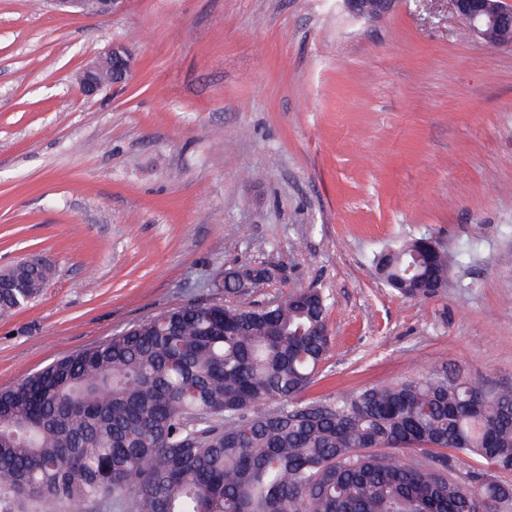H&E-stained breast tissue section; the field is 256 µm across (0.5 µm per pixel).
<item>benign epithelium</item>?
I'll return each instance as SVG.
<instances>
[{
  "mask_svg": "<svg viewBox=\"0 0 512 512\" xmlns=\"http://www.w3.org/2000/svg\"><path fill=\"white\" fill-rule=\"evenodd\" d=\"M397 0H345L348 10L360 18L389 13ZM455 14L471 22V33L495 46L512 47V4L505 0H451ZM133 60L128 48L114 44L89 60L77 77L81 94L92 98L107 88L126 84Z\"/></svg>",
  "mask_w": 512,
  "mask_h": 512,
  "instance_id": "1",
  "label": "benign epithelium"
}]
</instances>
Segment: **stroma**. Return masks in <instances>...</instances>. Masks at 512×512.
I'll use <instances>...</instances> for the list:
<instances>
[{
	"label": "stroma",
	"instance_id": "35a3bbf8",
	"mask_svg": "<svg viewBox=\"0 0 512 512\" xmlns=\"http://www.w3.org/2000/svg\"><path fill=\"white\" fill-rule=\"evenodd\" d=\"M115 43L131 81L84 98ZM422 235L461 259L404 297L373 257ZM32 253L53 277L0 319V389L167 309L308 287L331 349L303 399L512 387V47L461 37L448 0H0V268ZM397 0H345L348 10L360 18L379 17L389 13Z\"/></svg>",
	"mask_w": 512,
	"mask_h": 512
}]
</instances>
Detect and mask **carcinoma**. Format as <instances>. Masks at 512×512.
<instances>
[{
  "label": "carcinoma",
  "mask_w": 512,
  "mask_h": 512,
  "mask_svg": "<svg viewBox=\"0 0 512 512\" xmlns=\"http://www.w3.org/2000/svg\"><path fill=\"white\" fill-rule=\"evenodd\" d=\"M449 263L421 237L375 269L427 297ZM52 274L1 273L22 287L0 291V318ZM326 313L313 288L257 308L190 304L0 390V512H470L475 492L512 512V389L429 375L304 401L329 354ZM416 450L426 462L406 460Z\"/></svg>",
  "instance_id": "carcinoma-1"
}]
</instances>
